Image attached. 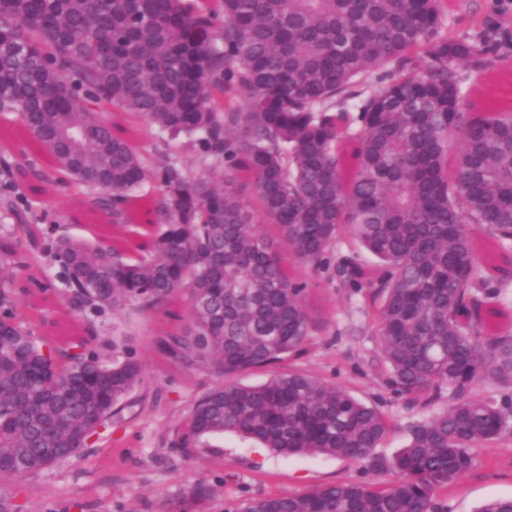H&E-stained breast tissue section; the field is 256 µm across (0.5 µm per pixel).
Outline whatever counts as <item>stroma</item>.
<instances>
[{"label":"stroma","instance_id":"stroma-1","mask_svg":"<svg viewBox=\"0 0 512 512\" xmlns=\"http://www.w3.org/2000/svg\"><path fill=\"white\" fill-rule=\"evenodd\" d=\"M453 5L450 33L472 34L483 28L498 46L493 66H464L470 101L512 109V0H453ZM39 201L61 233L92 236L93 214L72 223L75 200L60 187L48 185ZM299 275L307 283L305 305L315 330L299 354L271 369L241 373L239 382L260 385L276 373L303 372L344 387L388 421V433L374 454L392 460L408 440V425L443 412L447 398L424 406L395 393L382 360L373 307L362 294L344 287L333 267L303 268ZM47 307L57 314L60 335L79 334L95 325L93 345L104 356L112 354L113 337L126 338L143 364L144 376L111 425L79 455L32 476L0 480V494L10 495L18 512H183L201 484L210 487L211 495L199 512H239L251 499L303 494L344 480L377 488L387 483L388 473L373 469L366 460L283 456L229 433L180 447L193 407L221 384V376L164 356L152 322L138 314L92 319L65 310L56 299ZM473 454V468L453 486L437 491L441 512H477L488 500L512 497V431L474 448Z\"/></svg>","mask_w":512,"mask_h":512}]
</instances>
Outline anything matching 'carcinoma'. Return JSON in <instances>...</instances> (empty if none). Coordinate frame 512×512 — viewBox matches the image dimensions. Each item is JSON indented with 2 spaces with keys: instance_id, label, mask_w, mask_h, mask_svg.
<instances>
[{
  "instance_id": "carcinoma-1",
  "label": "carcinoma",
  "mask_w": 512,
  "mask_h": 512,
  "mask_svg": "<svg viewBox=\"0 0 512 512\" xmlns=\"http://www.w3.org/2000/svg\"><path fill=\"white\" fill-rule=\"evenodd\" d=\"M451 8L0 0V205L15 217L0 232V478L80 453L143 381L118 342L101 360L94 324L57 336L41 299L58 293L94 317L162 316L163 354L224 377L196 403L184 446L229 432L392 474L382 488L342 481L241 512H439L438 489L512 421L511 395L471 394L484 380L512 389V335L492 326L512 284V111L465 102L459 65L488 63L494 47L484 31L448 33ZM145 124L159 132L152 153ZM13 133L36 154L9 161ZM181 138L224 180L189 175L170 154ZM49 170L77 198L101 191L92 238L32 209ZM344 234L376 259H346L336 276L376 306L391 386L412 402L448 392L388 463L374 455L387 420L343 387L296 372L236 381L300 353L313 330L306 282L281 249L318 269Z\"/></svg>"
}]
</instances>
